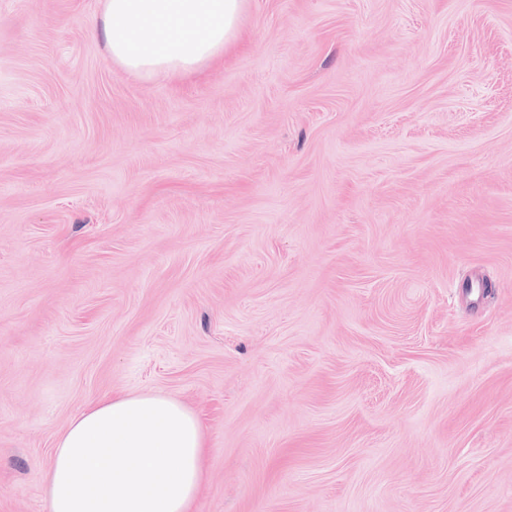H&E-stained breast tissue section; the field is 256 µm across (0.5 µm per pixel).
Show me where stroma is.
<instances>
[{"label":"stroma","instance_id":"stroma-1","mask_svg":"<svg viewBox=\"0 0 512 512\" xmlns=\"http://www.w3.org/2000/svg\"><path fill=\"white\" fill-rule=\"evenodd\" d=\"M104 4L0 0V512L139 392L192 512H512V0H247L152 81Z\"/></svg>","mask_w":512,"mask_h":512}]
</instances>
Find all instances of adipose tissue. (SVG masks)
I'll use <instances>...</instances> for the list:
<instances>
[{"mask_svg": "<svg viewBox=\"0 0 512 512\" xmlns=\"http://www.w3.org/2000/svg\"><path fill=\"white\" fill-rule=\"evenodd\" d=\"M246 0H105L96 27L135 78L192 73L240 32ZM207 441L181 401L154 392L92 403L55 442L42 481L49 512H190Z\"/></svg>", "mask_w": 512, "mask_h": 512, "instance_id": "ef3b65f1", "label": "adipose tissue"}]
</instances>
